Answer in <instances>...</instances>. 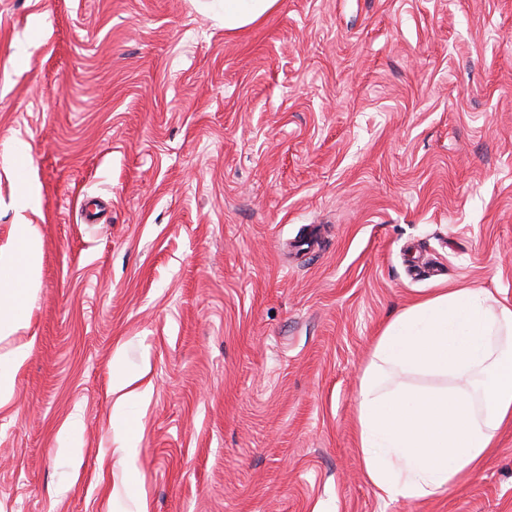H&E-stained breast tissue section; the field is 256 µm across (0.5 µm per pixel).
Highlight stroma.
<instances>
[{"mask_svg": "<svg viewBox=\"0 0 512 512\" xmlns=\"http://www.w3.org/2000/svg\"><path fill=\"white\" fill-rule=\"evenodd\" d=\"M17 224L43 254L0 342L30 347L0 512H132L135 482L149 512H512V424L416 501L380 497L357 425L404 307L512 303V0H278L235 32L224 0H0V244ZM120 347L153 385L128 462ZM150 371L149 360H143L137 369L125 366L123 348H117L112 357V425L117 448L114 452L125 460L137 446L130 434L128 420L133 407L145 409L152 398L151 383H142Z\"/></svg>", "mask_w": 512, "mask_h": 512, "instance_id": "obj_1", "label": "stroma"}]
</instances>
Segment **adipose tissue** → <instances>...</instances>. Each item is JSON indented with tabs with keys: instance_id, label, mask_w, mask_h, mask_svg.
Masks as SVG:
<instances>
[{
	"instance_id": "1",
	"label": "adipose tissue",
	"mask_w": 512,
	"mask_h": 512,
	"mask_svg": "<svg viewBox=\"0 0 512 512\" xmlns=\"http://www.w3.org/2000/svg\"><path fill=\"white\" fill-rule=\"evenodd\" d=\"M43 241L19 224L0 245V339L28 324ZM149 361L127 368L112 357L116 452L128 457L132 408L147 407ZM411 374L443 378L422 388ZM512 422V305L479 288L423 297L386 324L358 385V438L365 473L383 497L414 500L476 475L497 432Z\"/></svg>"
}]
</instances>
